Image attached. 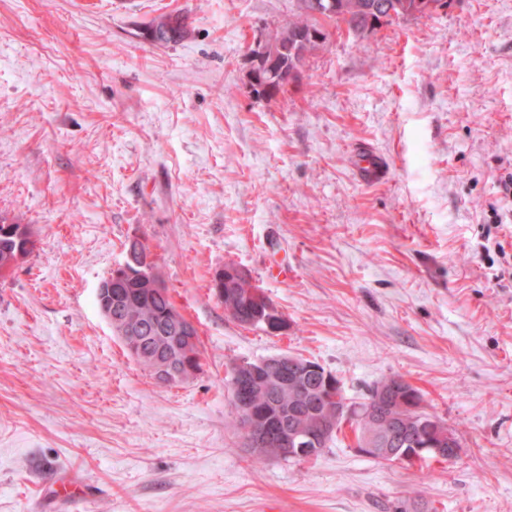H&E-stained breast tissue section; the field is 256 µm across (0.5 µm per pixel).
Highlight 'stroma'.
<instances>
[{
	"label": "stroma",
	"instance_id": "obj_1",
	"mask_svg": "<svg viewBox=\"0 0 512 512\" xmlns=\"http://www.w3.org/2000/svg\"><path fill=\"white\" fill-rule=\"evenodd\" d=\"M296 7L0 0V215L37 241L0 275V512H512V0L331 32L259 98L251 51ZM168 14L189 32L165 44ZM136 234L204 345L182 385L97 304ZM228 263L286 331L228 318L208 288ZM280 353L357 402L402 377L460 456L379 463L346 427L318 457L254 462L225 365Z\"/></svg>",
	"mask_w": 512,
	"mask_h": 512
}]
</instances>
